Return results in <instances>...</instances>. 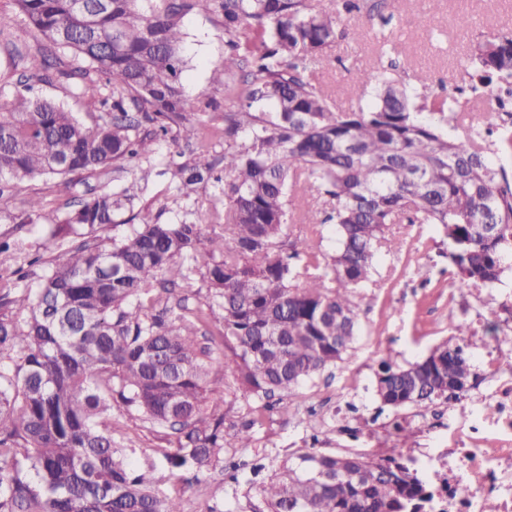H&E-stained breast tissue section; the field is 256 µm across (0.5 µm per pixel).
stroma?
<instances>
[{
	"instance_id": "35a3bbf8",
	"label": "stroma",
	"mask_w": 512,
	"mask_h": 512,
	"mask_svg": "<svg viewBox=\"0 0 512 512\" xmlns=\"http://www.w3.org/2000/svg\"><path fill=\"white\" fill-rule=\"evenodd\" d=\"M393 13L385 30H368L357 43L339 42L319 63V79L336 108H348L360 96L352 82L356 69L388 61L396 63L406 80L414 69L427 68L433 91L452 93L469 68L470 44L480 34L512 30V0H397ZM463 14L470 19L466 30L457 23ZM0 28L10 36L9 43L0 42V109H4L20 88L9 56L35 51L39 38L22 23L13 0H0ZM183 31L182 80L194 117L208 134L223 127L228 106L222 86L214 80L224 60V28L217 14L192 12L183 19ZM133 179L128 167L91 177H45L30 182L25 192L0 201V237L22 241L36 260L28 269L26 285H35L64 252L63 246L47 245L52 224L90 191L115 188ZM33 197L40 200L41 208L29 223L24 215ZM377 268L376 284L355 296L359 332L345 361L335 368L333 381L319 376L302 384L264 417H257L255 400L237 392L233 375L224 370L222 326H209L217 361L208 374V402L223 408L225 436L248 424L256 439L254 447L236 449L238 458L286 456L309 447L313 431L325 424L332 431L322 438L324 451L349 449L354 441L365 444L379 436L390 448H421L428 443L431 434L418 423L429 416V409L381 408L376 396L379 361L388 358L400 365L416 361L454 334L465 336L473 360H480L487 345L481 329L512 317V271H505L502 285L491 292L458 281L448 261L447 239L429 225L418 243L394 254H379ZM397 422L402 432H395ZM112 436L132 462L156 465L163 476L160 492L180 494L182 512H251L260 503L256 495L234 492L232 484L218 474L189 487L166 479L164 454L176 448L175 435L130 417L119 407L112 410Z\"/></svg>"
}]
</instances>
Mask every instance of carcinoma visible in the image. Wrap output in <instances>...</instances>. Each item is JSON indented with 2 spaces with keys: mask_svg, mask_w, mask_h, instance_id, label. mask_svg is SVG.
I'll use <instances>...</instances> for the list:
<instances>
[{
  "mask_svg": "<svg viewBox=\"0 0 512 512\" xmlns=\"http://www.w3.org/2000/svg\"><path fill=\"white\" fill-rule=\"evenodd\" d=\"M39 35L36 53L12 57L29 78L96 100L86 124L52 99L18 93L0 112V181L17 191L33 179L96 174L133 162L149 181L160 143L190 158L169 163L181 196L213 184L224 203L220 231L202 217L167 222L132 215L135 185L102 191L52 225L58 242L108 226L119 241L83 240L35 289L18 288L19 266L0 271V512H181L156 490L154 464L135 465L112 439L108 403L177 434L164 454L194 477L220 470L239 484L243 464L224 453V412H206L209 348L200 327H223L224 370L243 395L292 393L343 362L358 330L356 290L379 252L404 239L395 224H435L457 273L482 288L503 283L512 255V179L461 121L480 134L470 98L512 83V32L480 36L474 72L458 96L409 89L377 68L353 82L375 98L339 111L317 75L328 48L386 24L397 0H14ZM215 12L224 26L216 81L235 104L224 111V153L199 135L185 97L182 18ZM493 144L512 152V122ZM335 227L332 248L320 228ZM25 248L0 239V265ZM199 274L208 311L172 316L170 296ZM479 378L465 337L453 336L405 366L379 363L376 395L393 410L453 408ZM311 447L250 467L262 512H424L416 469L394 455L326 454ZM272 470L265 477L263 473Z\"/></svg>",
  "mask_w": 512,
  "mask_h": 512,
  "instance_id": "cac0c4a2",
  "label": "carcinoma"
}]
</instances>
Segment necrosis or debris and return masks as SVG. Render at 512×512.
<instances>
[{
    "label": "necrosis or debris",
    "mask_w": 512,
    "mask_h": 512,
    "mask_svg": "<svg viewBox=\"0 0 512 512\" xmlns=\"http://www.w3.org/2000/svg\"><path fill=\"white\" fill-rule=\"evenodd\" d=\"M489 409L459 423L443 414L430 423L443 430L444 448H402L398 454L422 469L431 498L426 512H512V376L497 378ZM467 486L459 494L458 486Z\"/></svg>",
    "instance_id": "4bbe7bcc"
}]
</instances>
